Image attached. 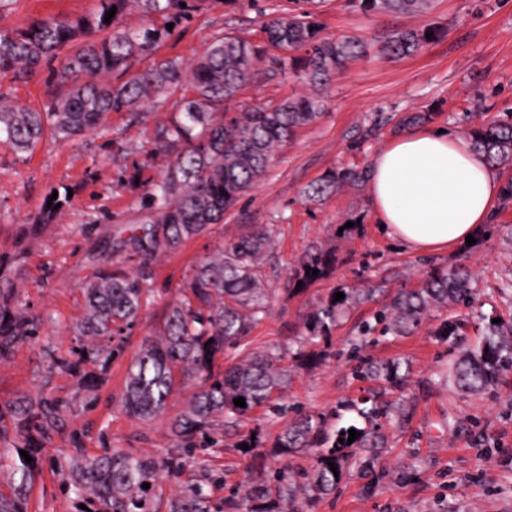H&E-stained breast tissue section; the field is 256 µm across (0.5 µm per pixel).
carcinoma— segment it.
<instances>
[{
	"label": "carcinoma",
	"mask_w": 512,
	"mask_h": 512,
	"mask_svg": "<svg viewBox=\"0 0 512 512\" xmlns=\"http://www.w3.org/2000/svg\"><path fill=\"white\" fill-rule=\"evenodd\" d=\"M349 2L367 16L427 15L434 7V0ZM184 3L188 0H97L93 12L76 20L46 17L24 29H0V74L32 73L58 60V81L67 85L42 112L0 106V144L17 153L33 152L48 136L63 140L96 131L111 112L179 94L170 119L156 132L157 145L173 160L148 193L155 216L126 227L112 246V252L123 254L122 260L135 266L96 272L84 288L85 314L74 327L76 359H51L52 368L78 377L88 392L95 391L96 381L83 371V363L121 355L141 312L152 301L150 282L156 260L211 225L224 223V213L266 176L277 149L320 117L325 108L321 89L372 49L391 58L411 56L439 37V29L431 23L371 42L361 36L328 37L323 34L319 3L289 0L288 9L263 15L259 42L226 32L215 36L186 69L165 57L154 59L141 71H131L137 58L155 53L169 30L165 24H149L130 31L123 25L127 12L136 6L148 16L165 15L173 23L186 14ZM113 7L116 13L107 22L106 11ZM430 31L433 36L428 38ZM262 61L281 73H291L311 92L248 105L224 119V104L253 82ZM123 75V81H111ZM467 135L491 165L512 168V117L474 125ZM366 177L363 169L331 170L309 185L306 195L321 199L346 186L358 187ZM277 230L276 224H260L203 260L181 297L169 305L162 330L143 339L126 367L120 406L137 420L164 417L170 399L191 388L180 412L167 422L173 447L182 449L185 456H144L106 448L96 456L79 451L57 462L77 500L91 512H222L213 496L220 477L207 473L201 479L179 480L193 452L211 447L209 439L217 429L237 430L254 409L281 399L293 372L317 360V354L305 350L306 345L329 336L343 313L370 299L368 294L336 288L306 317L305 333L298 337L295 352L269 348L228 366L219 364L229 349L247 344L269 314L270 289L258 270ZM335 263L336 255L317 250L302 260L295 279L304 284L314 281L316 277L306 275V270L317 269L323 276ZM339 291L344 298L336 302L334 294ZM474 296L467 271H438L421 288L397 294L390 305L374 313L373 321L363 323L358 340L351 342L349 357L356 359L358 346L376 332L409 335L431 309L469 306ZM14 298V289H0V361L9 357L15 344L36 332L35 325L14 308ZM488 331L476 350L456 361L453 383L460 391H488L512 370V342L503 337L497 323H488ZM406 367L399 360L362 363L353 374L384 380L395 388L406 376L402 372ZM238 397L245 399L246 407L234 404ZM66 407V402L44 396H24L14 404L10 417L18 440L11 448H0V459L16 455L19 465L9 477L12 494L0 493V512H27L32 475L20 451L37 456L45 436L62 422ZM347 408L365 422L363 427H351L359 437L350 444H341L338 438L348 439L351 428L333 427L326 418L299 414L285 425L272 443V454L286 456L313 448L315 465L302 484L284 465L265 480L238 489L240 512H284L300 495L318 497L334 490L338 483L334 473H343L358 458L373 463L386 448L383 423L391 418L389 408L371 398ZM329 460L337 471L330 470ZM165 481L174 483L168 494ZM144 483L150 488H142Z\"/></svg>",
	"instance_id": "carcinoma-1"
}]
</instances>
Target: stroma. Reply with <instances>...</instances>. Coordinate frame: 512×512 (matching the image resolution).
Wrapping results in <instances>:
<instances>
[{
	"label": "stroma",
	"instance_id": "1",
	"mask_svg": "<svg viewBox=\"0 0 512 512\" xmlns=\"http://www.w3.org/2000/svg\"><path fill=\"white\" fill-rule=\"evenodd\" d=\"M287 5V0H235L230 6L224 0H191L158 54L187 62L227 31L258 40L261 12ZM94 6L95 0H14L0 11V28H23L48 16L77 18ZM322 19L328 36L377 38L428 21L443 34L415 56L365 57L331 80L322 116L281 149L265 179L225 213L223 223L156 264V300L141 313L122 357L84 366L101 380L94 393L80 389L75 376L51 368L50 360L74 357L69 328L83 313V287L97 269L120 264L111 246L122 229L150 216L144 197L170 162L158 148L156 129L170 117L172 103L160 100L135 112L110 113L104 130L67 141L45 139L30 155L0 145V258L18 288L16 308L37 326L34 339L0 361V411L23 395L68 404L62 427L32 461L28 512H76L74 495L55 468L75 449L89 455L107 448L143 455L171 450L164 421L133 420L117 405L126 365L142 339L162 326L169 304L196 266L253 224H275L280 232L261 268L271 290L270 312L251 333L249 349L294 343L307 312L332 289L373 293L371 301L339 319L329 339L315 342L323 355L320 365L294 374L286 401L298 413L339 409L344 423L357 422L347 403L379 387L353 376L347 341L399 289L419 287L433 270L463 266L477 290L471 306L431 311L413 335L363 343L359 356L366 362L409 363V376L392 394L404 403L405 418L390 429L388 446L372 467L354 463L335 493L299 500L298 512H512V372L498 388L480 394L457 391L438 377L461 348L484 335L486 316L512 324V292L505 288L512 282V208L497 210L491 223L480 225L474 245L417 254L381 230L365 187L317 203L304 195L328 170L369 167L376 152L395 138L394 127L404 115L423 113L425 127L459 136L470 123L512 116V0H438L425 17H368L346 0H326ZM59 67L55 61L29 76L0 75V97L17 109H42L65 90L56 79ZM306 91L305 84L272 75L265 65L228 110ZM55 192L68 194V202L53 223L40 224ZM350 221L354 229L340 233ZM314 247L335 252L336 269L293 292L294 270ZM448 319L461 322L458 339L440 336ZM238 439L235 432L219 438L197 454L185 477L209 471L221 476L224 483L215 495L228 500L240 485L280 466L271 456L258 464L237 448Z\"/></svg>",
	"mask_w": 512,
	"mask_h": 512
}]
</instances>
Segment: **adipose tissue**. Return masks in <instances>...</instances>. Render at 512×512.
<instances>
[{
    "instance_id": "1",
    "label": "adipose tissue",
    "mask_w": 512,
    "mask_h": 512,
    "mask_svg": "<svg viewBox=\"0 0 512 512\" xmlns=\"http://www.w3.org/2000/svg\"><path fill=\"white\" fill-rule=\"evenodd\" d=\"M504 180L464 139L432 128L390 140L374 155L367 197L387 236L427 253L489 223Z\"/></svg>"
}]
</instances>
